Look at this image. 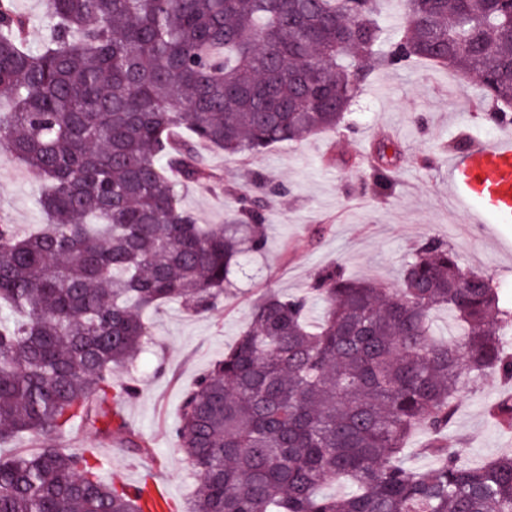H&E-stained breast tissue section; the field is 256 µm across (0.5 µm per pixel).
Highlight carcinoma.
I'll return each instance as SVG.
<instances>
[{"label": "carcinoma", "instance_id": "1", "mask_svg": "<svg viewBox=\"0 0 512 512\" xmlns=\"http://www.w3.org/2000/svg\"><path fill=\"white\" fill-rule=\"evenodd\" d=\"M44 2L33 50L0 0V155L41 178L47 218L24 237L0 224V447L40 445L0 452V512H143L103 480L96 449L63 439L77 423L125 432L128 452L151 457L112 426L133 395L112 370L145 351L149 310L220 302L285 191L256 174L224 223H198L181 191L218 175L194 144L254 155L339 130L374 67L419 59L477 78L486 119L512 124V0H403L392 36L379 0ZM384 158L371 165L381 191ZM441 308L458 335L434 332ZM511 318L439 237L413 248L392 293L338 264L303 295L267 292L171 431L198 477L186 512H512V452L474 466L447 439L459 393L490 373L512 381ZM487 412L512 432V393ZM419 429L425 472L406 462ZM336 480L348 491L320 494Z\"/></svg>", "mask_w": 512, "mask_h": 512}]
</instances>
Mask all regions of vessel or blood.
<instances>
[{"label": "vessel or blood", "instance_id": "obj_1", "mask_svg": "<svg viewBox=\"0 0 512 512\" xmlns=\"http://www.w3.org/2000/svg\"><path fill=\"white\" fill-rule=\"evenodd\" d=\"M450 199L471 205L475 224L512 223V140L470 146L449 171Z\"/></svg>", "mask_w": 512, "mask_h": 512}]
</instances>
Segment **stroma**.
Instances as JSON below:
<instances>
[{
  "label": "stroma",
  "instance_id": "35a3bbf8",
  "mask_svg": "<svg viewBox=\"0 0 512 512\" xmlns=\"http://www.w3.org/2000/svg\"><path fill=\"white\" fill-rule=\"evenodd\" d=\"M478 97L476 80L426 61L407 69L378 67L350 106L346 130L320 132L258 155H227L200 146L223 180L183 190L182 204L199 223H223L231 203L228 190L247 184L251 175L285 186V195L267 201L266 251L259 258L245 257L236 290L217 308L190 314L175 302L159 306L151 316L146 352L135 366L113 372L114 385L136 389L122 410L127 425L150 442L153 460L132 456L116 437H96L80 428L65 437V444L94 445L110 481L156 474L173 502L185 506L196 477L171 431L186 393L223 359L263 294L271 289L300 293L319 268L333 263L350 277L395 289L402 285V267L414 245L440 237L455 247L462 268L489 275L512 307V224L466 223V206L448 199L452 142L489 143L505 134L484 120ZM383 141L397 146L401 157L392 169L391 188L381 193L371 184L367 162ZM421 156L430 158V167L417 165ZM40 190L36 173L0 155V224L24 235L43 223L36 205ZM505 390L489 375L478 392L459 399L451 432L466 440L473 463L512 451V434L490 423L485 412Z\"/></svg>",
  "mask_w": 512,
  "mask_h": 512
}]
</instances>
